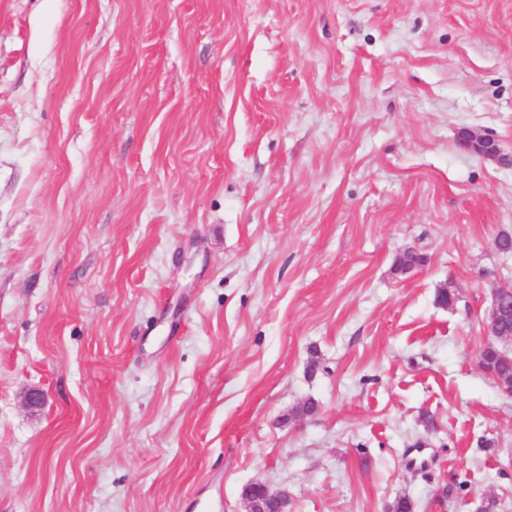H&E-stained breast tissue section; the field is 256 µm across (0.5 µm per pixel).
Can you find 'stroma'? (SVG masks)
Segmentation results:
<instances>
[{
  "label": "stroma",
  "mask_w": 512,
  "mask_h": 512,
  "mask_svg": "<svg viewBox=\"0 0 512 512\" xmlns=\"http://www.w3.org/2000/svg\"><path fill=\"white\" fill-rule=\"evenodd\" d=\"M467 130L512 0H0V512H512ZM243 498L247 502L248 512H286L288 511V493L282 490H271L262 483L247 485ZM259 507V509L257 508Z\"/></svg>",
  "instance_id": "obj_1"
}]
</instances>
